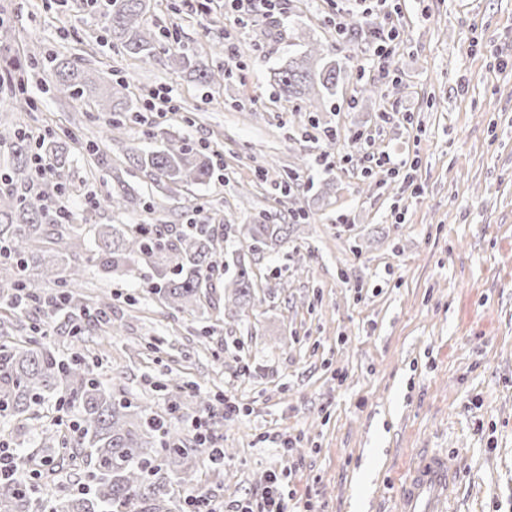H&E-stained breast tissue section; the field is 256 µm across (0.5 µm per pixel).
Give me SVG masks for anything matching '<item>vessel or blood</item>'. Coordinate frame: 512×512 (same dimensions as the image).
Listing matches in <instances>:
<instances>
[{"mask_svg": "<svg viewBox=\"0 0 512 512\" xmlns=\"http://www.w3.org/2000/svg\"><path fill=\"white\" fill-rule=\"evenodd\" d=\"M449 485L446 456L418 455L402 476L399 512H448Z\"/></svg>", "mask_w": 512, "mask_h": 512, "instance_id": "obj_1", "label": "vessel or blood"}]
</instances>
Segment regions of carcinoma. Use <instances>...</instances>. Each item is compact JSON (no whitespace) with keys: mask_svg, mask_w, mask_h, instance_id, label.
Segmentation results:
<instances>
[{"mask_svg":"<svg viewBox=\"0 0 512 512\" xmlns=\"http://www.w3.org/2000/svg\"><path fill=\"white\" fill-rule=\"evenodd\" d=\"M152 0H107L102 16L112 45L130 58L145 62L163 54L175 72H187L209 85L224 84V66L208 65L198 55L174 51L163 45L173 37L157 29ZM305 49L288 58L273 73L280 93L288 98L313 101L336 94L348 64L336 57V47L309 42L308 34L294 31ZM53 81L45 92L65 100L89 102L99 112L112 115L109 132L124 130L128 113L140 109L130 96L133 74L111 86L105 96L91 74L66 57L51 59ZM160 142L144 150L130 145L125 163L139 171L167 198L176 197L194 185L209 182L212 161L183 139L162 130L153 134ZM32 136L23 128L0 132V146L11 156L13 167L0 184V244L10 255L3 259L15 267L14 278L0 283V297L18 291L40 299L32 271L58 284L62 292L53 300L39 303V321L28 306L5 303L0 314V416H32L41 405L60 400L75 409L78 430L65 437L49 428L39 434V447L58 448L53 467L31 469L28 476L0 479V512H186L187 503L177 500L174 487L195 481L192 449L173 431L167 418L146 412L105 386L79 355L63 360L41 326L58 312L71 314L69 332L86 328L107 332L112 328L110 303L101 301L94 314L83 304L89 267L129 273L145 267L156 276L148 288L171 309L190 313L200 308L211 277L220 263L218 228L193 224L174 236L166 224H114L99 231L94 245L86 243L80 228L71 227L64 242L65 255L53 254L43 243L60 234L66 214H55L45 200L66 188L70 167L67 137L50 135L40 139L39 153L50 165L53 182L39 196L22 190L33 175ZM90 165L117 169V163L96 142L85 146ZM141 199L116 177L106 195L95 199L93 208L120 213H137ZM240 248L255 256L288 242L292 224H242L230 229ZM251 266L240 261L224 285V309L236 317L261 303ZM82 472L83 486L73 494L55 495L46 487L67 471Z\"/></svg>","mask_w":512,"mask_h":512,"instance_id":"1","label":"carcinoma"}]
</instances>
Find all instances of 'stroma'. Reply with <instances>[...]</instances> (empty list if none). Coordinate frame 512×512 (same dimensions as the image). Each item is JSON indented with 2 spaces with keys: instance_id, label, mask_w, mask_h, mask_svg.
Returning a JSON list of instances; mask_svg holds the SVG:
<instances>
[{
  "instance_id": "stroma-1",
  "label": "stroma",
  "mask_w": 512,
  "mask_h": 512,
  "mask_svg": "<svg viewBox=\"0 0 512 512\" xmlns=\"http://www.w3.org/2000/svg\"><path fill=\"white\" fill-rule=\"evenodd\" d=\"M159 26L177 50L226 68L208 86L172 72L165 58L132 66L113 48L92 0H0L25 39L21 59L85 58L109 83L137 68L143 108L107 139L89 105L60 101L30 80L38 108L0 112V125L48 134L69 128L68 202L86 237L98 224H294L287 244L254 271L262 302L232 319L215 275L205 316L175 312L141 276L89 268V303L112 305L108 336L56 337L62 357L97 359L98 378L154 413L170 393L165 372L239 409L217 420L224 464L197 460L188 492L232 512L281 464L275 438L293 440L298 469L290 512L313 499L321 512H397L399 479L422 450L447 455L450 512H512V0H394L401 34L385 72L356 35L357 0H290L277 17L240 16L224 0H169ZM303 26L350 59L334 96L312 107L280 96L273 71L295 53ZM236 45L238 54L227 57ZM378 95L362 98L363 85ZM170 96L176 112L150 110ZM399 110L395 119L386 112ZM210 155L214 176L175 198L141 174L126 181L152 204L128 215L91 210L111 173L89 167L87 141L113 157L146 146L158 129ZM336 151L323 160L325 130ZM308 159L294 169L295 155ZM390 156L376 166L367 155ZM419 194H410L406 179Z\"/></svg>"
}]
</instances>
